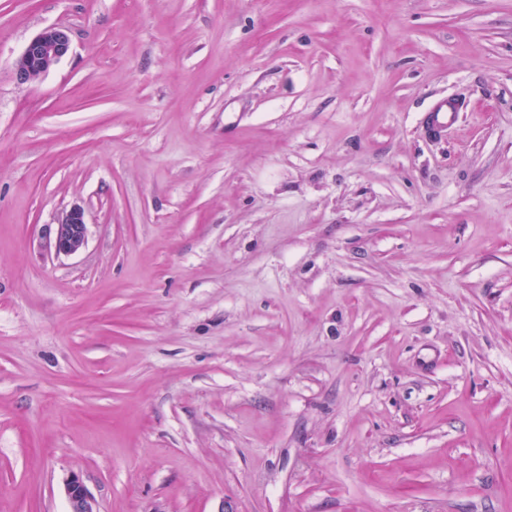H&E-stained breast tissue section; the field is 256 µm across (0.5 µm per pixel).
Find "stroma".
Wrapping results in <instances>:
<instances>
[{
  "label": "stroma",
  "instance_id": "stroma-1",
  "mask_svg": "<svg viewBox=\"0 0 512 512\" xmlns=\"http://www.w3.org/2000/svg\"><path fill=\"white\" fill-rule=\"evenodd\" d=\"M71 473L99 512H512V0H0V512ZM70 50V37L67 31L50 27L35 36L25 47L15 66L18 83L28 84L38 80L43 74L64 58ZM458 105L451 100L439 102L431 112L424 116L425 127L430 134H438L452 126L455 123ZM87 241L84 211L73 207L55 224L53 246L57 255H72L82 250Z\"/></svg>",
  "mask_w": 512,
  "mask_h": 512
}]
</instances>
